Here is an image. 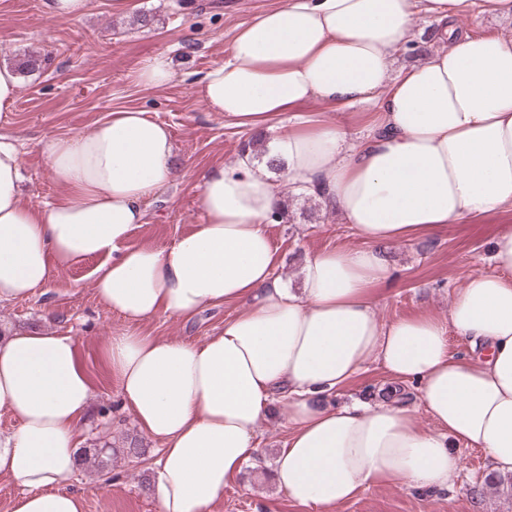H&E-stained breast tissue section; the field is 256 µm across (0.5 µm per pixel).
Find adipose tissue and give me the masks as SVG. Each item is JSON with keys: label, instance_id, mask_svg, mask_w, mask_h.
I'll use <instances>...</instances> for the list:
<instances>
[{"label": "adipose tissue", "instance_id": "1", "mask_svg": "<svg viewBox=\"0 0 512 512\" xmlns=\"http://www.w3.org/2000/svg\"><path fill=\"white\" fill-rule=\"evenodd\" d=\"M479 12L512 17V0H284L244 25L199 92L225 125L274 131L289 181L337 209L363 238L306 259L301 289L277 274L266 227L281 182L251 153L199 176L202 221L165 247L132 246L142 202L171 182L174 143L141 109L113 112L41 151L66 195L24 203L16 145L0 137V301L32 296L54 271L99 258L97 298L126 320H188L204 306L244 308L205 340L111 337L105 360L125 407L160 443L150 492L160 512H213L258 452L257 430L286 395L289 434L270 473L291 501L330 512L365 487L445 489L458 446L512 474V228L493 242L494 271L470 275L448 309L382 322L374 289L392 276L384 243L432 234L512 205V37L459 31ZM442 26L444 45L392 73L413 18ZM367 106L351 143L343 124L298 105ZM473 353H451L449 335ZM414 384L435 430L397 399L330 406L369 364ZM93 387L73 336L0 338V406L19 426L0 437L11 512H83L64 485Z\"/></svg>", "mask_w": 512, "mask_h": 512}]
</instances>
